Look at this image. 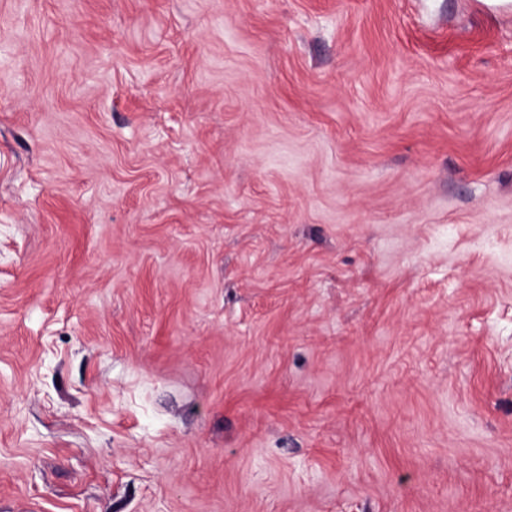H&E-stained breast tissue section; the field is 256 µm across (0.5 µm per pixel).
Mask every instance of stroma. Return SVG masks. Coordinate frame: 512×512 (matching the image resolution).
<instances>
[{"mask_svg":"<svg viewBox=\"0 0 512 512\" xmlns=\"http://www.w3.org/2000/svg\"><path fill=\"white\" fill-rule=\"evenodd\" d=\"M0 512H512V13L0 0Z\"/></svg>","mask_w":512,"mask_h":512,"instance_id":"1","label":"stroma"}]
</instances>
